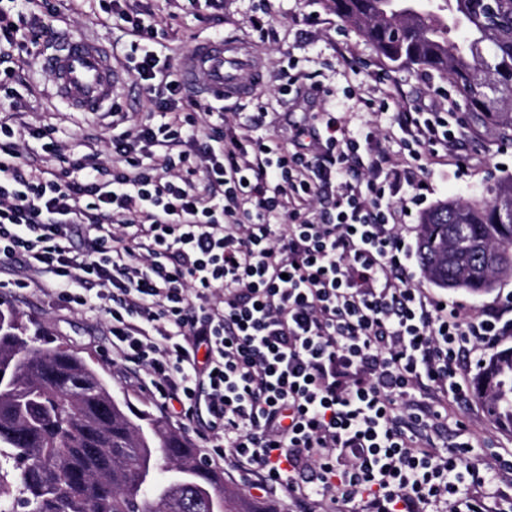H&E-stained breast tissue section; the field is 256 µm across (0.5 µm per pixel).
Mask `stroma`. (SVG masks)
I'll use <instances>...</instances> for the list:
<instances>
[{"instance_id":"35a3bbf8","label":"stroma","mask_w":512,"mask_h":512,"mask_svg":"<svg viewBox=\"0 0 512 512\" xmlns=\"http://www.w3.org/2000/svg\"><path fill=\"white\" fill-rule=\"evenodd\" d=\"M140 10L158 15L157 40L181 65L192 44L217 34L247 42L250 70L261 71L265 84L240 99H224L225 113L254 111L257 102L268 105L271 123L263 134L284 135L289 122L302 120L313 112H334L344 117L350 130L369 124L377 133L378 145L394 162L405 151L402 133L394 124L395 113L462 112L463 103L451 91L447 79L419 69L393 67L354 28L343 24L328 7L327 0H222L220 7L187 0H137ZM264 17L263 30L253 21ZM60 33H81L95 37L105 47H123L130 38L123 29L103 24L89 13L71 12L61 5L53 23ZM293 69L299 80L288 95H281L282 70ZM16 92L25 105L24 121L33 126L53 125L63 152H70L83 137L96 138L104 160H111L110 131L102 115L67 109L53 96L52 83L41 67L40 54L26 57L0 90ZM460 148L471 163L467 169L452 166L436 172L432 192L425 202L434 207L445 201L471 202L488 197L498 180L512 175V143L502 141L498 131L482 126L462 130ZM0 303L13 309L30 329L40 330L44 345L79 353L103 369L115 397L128 400L135 409L164 418L172 430L180 425L164 417L154 400L143 391L133 371L112 364L104 353L108 343L106 318L85 316L61 309L54 297L37 288H0ZM467 423L465 431L449 427L441 435V446L473 442L468 460L474 464L492 461L496 453L512 451V435L500 432L483 404L470 398L459 410Z\"/></svg>"}]
</instances>
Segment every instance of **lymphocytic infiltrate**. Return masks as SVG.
<instances>
[{"label": "lymphocytic infiltrate", "mask_w": 512, "mask_h": 512, "mask_svg": "<svg viewBox=\"0 0 512 512\" xmlns=\"http://www.w3.org/2000/svg\"><path fill=\"white\" fill-rule=\"evenodd\" d=\"M47 0H0V64L39 44ZM131 42L124 67L160 119L112 108L113 162L77 150L58 170L55 127L0 121V266L13 287L105 316L113 362L203 441L206 458L296 512H489L480 487L512 473L442 452L440 419L469 398L467 371L512 336V295L473 315L416 281L405 222L440 157L463 168L464 115L399 112L413 144L401 176L371 128L330 112L287 140L238 135L191 111L154 46L152 14L92 0ZM319 144L308 153L304 140ZM475 487L464 495L462 487Z\"/></svg>", "instance_id": "f902f5d3"}]
</instances>
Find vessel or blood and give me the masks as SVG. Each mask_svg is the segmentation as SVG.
<instances>
[{
    "label": "vessel or blood",
    "instance_id": "b4317fda",
    "mask_svg": "<svg viewBox=\"0 0 512 512\" xmlns=\"http://www.w3.org/2000/svg\"><path fill=\"white\" fill-rule=\"evenodd\" d=\"M248 63L243 42L234 37H213L194 44L188 50L181 77L200 88L206 98L221 100L243 97L252 84L261 83L255 74L245 84L239 72ZM42 68L50 77L58 99L79 112L94 114L111 103L120 74L111 56L98 41L85 35H68L52 53L43 55Z\"/></svg>",
    "mask_w": 512,
    "mask_h": 512
}]
</instances>
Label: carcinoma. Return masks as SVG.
Returning <instances> with one entry per match:
<instances>
[{
  "mask_svg": "<svg viewBox=\"0 0 512 512\" xmlns=\"http://www.w3.org/2000/svg\"><path fill=\"white\" fill-rule=\"evenodd\" d=\"M396 68L448 79L471 119L512 140V0H330ZM492 197L437 205L423 217L420 265L435 285L472 294L512 275V224ZM0 512H224L223 477L199 473L198 449L146 411L112 397L74 352L45 349L12 309H0ZM497 429L512 433V348L492 355L474 382Z\"/></svg>",
  "mask_w": 512,
  "mask_h": 512,
  "instance_id": "carcinoma-1",
  "label": "carcinoma"
}]
</instances>
